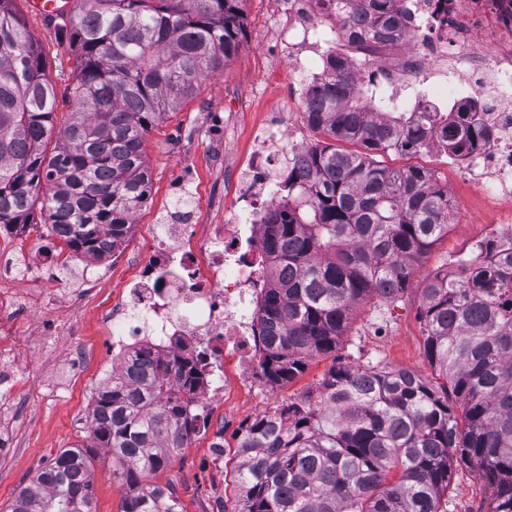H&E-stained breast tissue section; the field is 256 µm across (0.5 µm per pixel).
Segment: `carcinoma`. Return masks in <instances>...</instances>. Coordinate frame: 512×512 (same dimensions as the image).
<instances>
[{
	"instance_id": "1",
	"label": "carcinoma",
	"mask_w": 512,
	"mask_h": 512,
	"mask_svg": "<svg viewBox=\"0 0 512 512\" xmlns=\"http://www.w3.org/2000/svg\"><path fill=\"white\" fill-rule=\"evenodd\" d=\"M242 2L81 0L69 18L75 110L49 153L55 89L16 0H0V229L32 223L38 204L49 234L72 252L104 258L118 249L149 195L146 133L239 51ZM321 2L346 4L336 21L362 34L397 22L398 0ZM470 110L460 104L440 126L433 112L393 120L355 87L348 54H329L307 121L365 151L308 148L288 172V208L266 217L259 366L269 384L336 350L361 305L397 299L448 233V188L423 168H392L377 156L417 151L432 136L467 150L488 136ZM476 252L487 260H462L457 274L434 273L422 289L425 351L445 383L387 367L333 368L316 398L247 425L224 462L240 493L233 512H441L460 465L492 488L489 512H512V250L493 237ZM197 381L175 359L137 353L95 393L91 447L60 452L12 512H94L92 447L132 488L122 512H181L150 476L195 432L181 390Z\"/></svg>"
}]
</instances>
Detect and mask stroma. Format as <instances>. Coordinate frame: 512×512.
Returning <instances> with one entry per match:
<instances>
[{
    "mask_svg": "<svg viewBox=\"0 0 512 512\" xmlns=\"http://www.w3.org/2000/svg\"><path fill=\"white\" fill-rule=\"evenodd\" d=\"M242 8L246 33L239 52L220 71L201 77L194 95L148 132L144 149L151 172L149 198L122 246L101 260L96 296L75 303L59 318L54 332L36 334L30 322L19 331L32 369L21 376L16 390L0 397V512H11L18 492L61 451L88 443L95 387L104 379L101 363L92 359L103 341L98 314L103 304L120 300L136 264L152 255L161 224L183 217L204 232L230 222L234 172L252 156L268 113H284L290 135L304 144L314 145L320 138L307 122L299 86L281 49V19L274 0H244ZM24 19L47 59L56 92L54 125L62 127L74 107L75 56L56 24L29 12ZM383 161L390 167H423L435 182L451 189L458 205L447 235L421 258L399 299L361 306L335 355L313 358L290 382L249 389L212 409L223 454H215L207 437L196 434L154 476L156 484L173 493L183 512H223L231 505L234 496L224 489V459L237 448L245 425L273 408L316 396L333 364L405 369L436 380L419 317L421 290L431 274L493 235L504 204L462 179L447 157L391 152ZM86 356L91 362L83 373L68 375L66 360ZM129 493L125 479L112 471L111 456L97 450V512H121ZM444 499L448 512H487L491 490L461 466L454 470Z\"/></svg>",
    "mask_w": 512,
    "mask_h": 512,
    "instance_id": "35a3bbf8",
    "label": "stroma"
}]
</instances>
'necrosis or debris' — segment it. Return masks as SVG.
<instances>
[{"label": "necrosis or debris", "instance_id": "4bbe7bcc", "mask_svg": "<svg viewBox=\"0 0 512 512\" xmlns=\"http://www.w3.org/2000/svg\"><path fill=\"white\" fill-rule=\"evenodd\" d=\"M398 8L402 27L354 39L320 0H279L299 87L309 90L322 78L326 45L352 39L357 81L384 111L436 112L444 102H472L490 138L452 159L478 187L512 200V0H399ZM288 138L274 118L257 139L256 156L235 174V219L204 237L193 236L188 224L164 225L120 302L100 313L103 348L114 364L138 349L205 364L201 382L183 394L202 433L210 428L208 408L224 402L231 386L261 376L259 314L269 280L264 219L272 208H287L281 185L305 153ZM21 271L37 284L28 293L31 307L51 312L38 325L42 332L73 304L64 275L87 288L98 278L91 265L61 250L36 256L0 246V385L10 388L28 364L15 338Z\"/></svg>", "mask_w": 512, "mask_h": 512}]
</instances>
